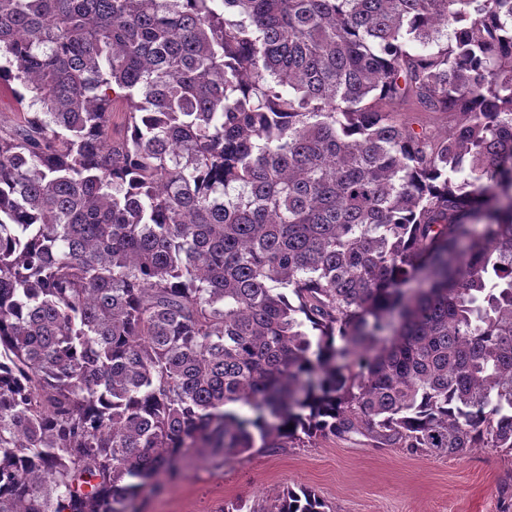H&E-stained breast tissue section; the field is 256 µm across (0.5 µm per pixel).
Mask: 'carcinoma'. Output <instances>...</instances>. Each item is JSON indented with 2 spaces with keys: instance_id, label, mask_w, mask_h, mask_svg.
Masks as SVG:
<instances>
[{
  "instance_id": "1",
  "label": "carcinoma",
  "mask_w": 512,
  "mask_h": 512,
  "mask_svg": "<svg viewBox=\"0 0 512 512\" xmlns=\"http://www.w3.org/2000/svg\"><path fill=\"white\" fill-rule=\"evenodd\" d=\"M2 97L0 512L198 448L512 458V0H0Z\"/></svg>"
}]
</instances>
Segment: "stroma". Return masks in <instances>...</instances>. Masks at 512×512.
I'll use <instances>...</instances> for the list:
<instances>
[{
	"instance_id": "stroma-1",
	"label": "stroma",
	"mask_w": 512,
	"mask_h": 512,
	"mask_svg": "<svg viewBox=\"0 0 512 512\" xmlns=\"http://www.w3.org/2000/svg\"><path fill=\"white\" fill-rule=\"evenodd\" d=\"M512 466L490 451L464 457L410 455L356 441L316 448L256 449L224 467L198 455L180 477L146 487L133 512H222L291 487L316 491L335 512H512L503 482Z\"/></svg>"
}]
</instances>
